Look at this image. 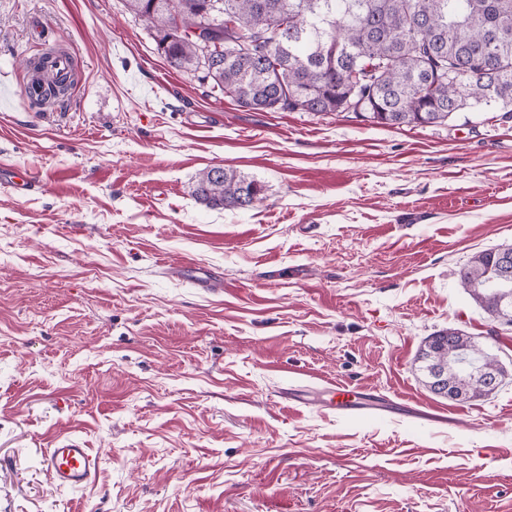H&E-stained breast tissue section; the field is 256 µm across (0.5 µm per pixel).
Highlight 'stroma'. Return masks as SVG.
Here are the masks:
<instances>
[{"mask_svg": "<svg viewBox=\"0 0 512 512\" xmlns=\"http://www.w3.org/2000/svg\"><path fill=\"white\" fill-rule=\"evenodd\" d=\"M61 42L76 101L27 104L25 60ZM2 166L39 185H0V512H512V327L458 277L512 244L503 110H249L172 69L124 0H0ZM213 166L263 202H195ZM451 327L504 367L494 393L424 385ZM298 379L402 408H296ZM72 439L97 462L81 489L44 462Z\"/></svg>", "mask_w": 512, "mask_h": 512, "instance_id": "35a3bbf8", "label": "stroma"}]
</instances>
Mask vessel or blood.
I'll return each mask as SVG.
<instances>
[{
	"instance_id": "b4317fda",
	"label": "vessel or blood",
	"mask_w": 512,
	"mask_h": 512,
	"mask_svg": "<svg viewBox=\"0 0 512 512\" xmlns=\"http://www.w3.org/2000/svg\"><path fill=\"white\" fill-rule=\"evenodd\" d=\"M285 395L291 406H319L347 416H371L396 410L395 402L378 392H358L335 382L326 383L319 389L294 384L286 389ZM44 458L57 486L78 488L90 483L95 476V458L89 449L77 442L45 449Z\"/></svg>"
}]
</instances>
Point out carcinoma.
Instances as JSON below:
<instances>
[{
    "label": "carcinoma",
    "instance_id": "obj_1",
    "mask_svg": "<svg viewBox=\"0 0 512 512\" xmlns=\"http://www.w3.org/2000/svg\"><path fill=\"white\" fill-rule=\"evenodd\" d=\"M170 67L198 73L193 35L209 17L218 62L211 92L262 112H352L389 128L448 123L512 107V0H126ZM265 187L232 168L195 177L211 209L252 207ZM500 249L474 255L460 286L491 317L512 310ZM418 370L453 399L485 396L496 364L456 328L428 337Z\"/></svg>",
    "mask_w": 512,
    "mask_h": 512
}]
</instances>
